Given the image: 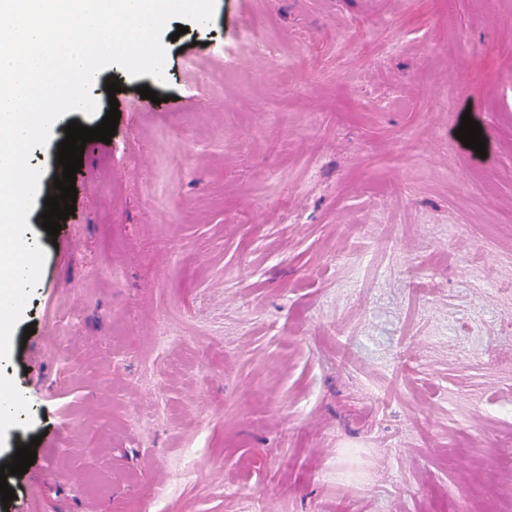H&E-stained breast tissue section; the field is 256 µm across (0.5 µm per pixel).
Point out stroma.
Here are the masks:
<instances>
[{"label": "stroma", "instance_id": "stroma-1", "mask_svg": "<svg viewBox=\"0 0 512 512\" xmlns=\"http://www.w3.org/2000/svg\"><path fill=\"white\" fill-rule=\"evenodd\" d=\"M166 31L165 82L109 66L75 113L119 82L58 237L28 215L7 512H512V0Z\"/></svg>", "mask_w": 512, "mask_h": 512}]
</instances>
